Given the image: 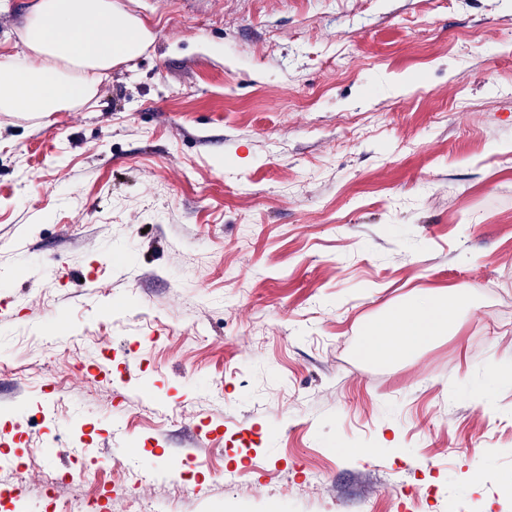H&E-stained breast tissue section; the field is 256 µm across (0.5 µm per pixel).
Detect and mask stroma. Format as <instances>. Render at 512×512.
I'll list each match as a JSON object with an SVG mask.
<instances>
[{"label": "stroma", "mask_w": 512, "mask_h": 512, "mask_svg": "<svg viewBox=\"0 0 512 512\" xmlns=\"http://www.w3.org/2000/svg\"><path fill=\"white\" fill-rule=\"evenodd\" d=\"M118 2L154 38L93 106L0 112V484L512 512V0ZM451 286L456 335L361 356Z\"/></svg>", "instance_id": "35a3bbf8"}]
</instances>
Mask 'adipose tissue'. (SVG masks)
<instances>
[{
  "mask_svg": "<svg viewBox=\"0 0 512 512\" xmlns=\"http://www.w3.org/2000/svg\"><path fill=\"white\" fill-rule=\"evenodd\" d=\"M151 35L116 0H37L21 52L0 60V112L50 114L90 102L113 67L138 57ZM466 295L451 287L395 305L363 334V356L407 359L446 335Z\"/></svg>",
  "mask_w": 512,
  "mask_h": 512,
  "instance_id": "ef3b65f1",
  "label": "adipose tissue"
}]
</instances>
